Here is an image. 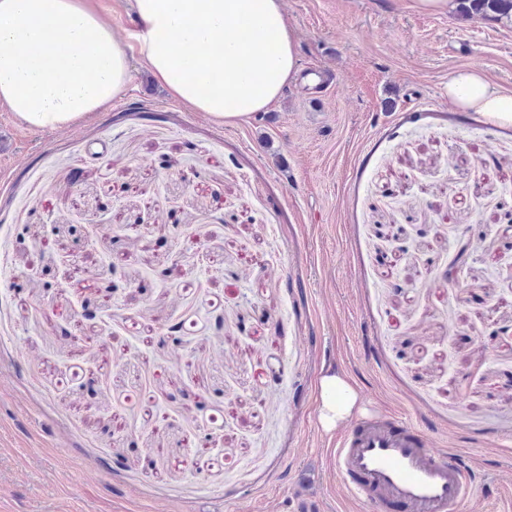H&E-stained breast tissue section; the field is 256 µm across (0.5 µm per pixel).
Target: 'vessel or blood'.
I'll return each instance as SVG.
<instances>
[{"instance_id":"obj_1","label":"vessel or blood","mask_w":512,"mask_h":512,"mask_svg":"<svg viewBox=\"0 0 512 512\" xmlns=\"http://www.w3.org/2000/svg\"><path fill=\"white\" fill-rule=\"evenodd\" d=\"M334 466L371 512H461L470 493L465 468L398 414L357 421L341 438Z\"/></svg>"}]
</instances>
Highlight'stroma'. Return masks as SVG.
Returning a JSON list of instances; mask_svg holds the SVG:
<instances>
[{
	"label": "stroma",
	"mask_w": 512,
	"mask_h": 512,
	"mask_svg": "<svg viewBox=\"0 0 512 512\" xmlns=\"http://www.w3.org/2000/svg\"><path fill=\"white\" fill-rule=\"evenodd\" d=\"M283 8L330 92L221 125L138 65L66 130L0 108V512H368L330 370L512 512V124L445 93L512 94V22ZM448 99L458 108L478 112L498 124H512V94L493 86L477 68H467L448 80ZM321 395L320 420L328 430L344 421L358 402L357 392L342 375L336 373L322 378Z\"/></svg>",
	"instance_id": "1"
}]
</instances>
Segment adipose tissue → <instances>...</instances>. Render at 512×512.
I'll return each mask as SVG.
<instances>
[{
    "mask_svg": "<svg viewBox=\"0 0 512 512\" xmlns=\"http://www.w3.org/2000/svg\"><path fill=\"white\" fill-rule=\"evenodd\" d=\"M136 23L117 37L90 0H0V106L35 129L62 130L111 105L139 56L154 79L196 112L236 124L295 82L298 51L282 0H124ZM448 98L512 124V94L467 68ZM320 420L334 429L358 395L336 373L321 380Z\"/></svg>",
    "mask_w": 512,
    "mask_h": 512,
    "instance_id": "adipose-tissue-1",
    "label": "adipose tissue"
}]
</instances>
